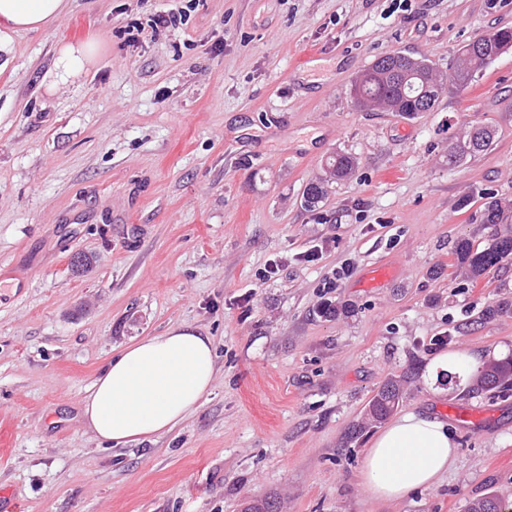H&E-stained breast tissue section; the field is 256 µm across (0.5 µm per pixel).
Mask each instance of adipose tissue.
Here are the masks:
<instances>
[{"label": "adipose tissue", "instance_id": "ef3b65f1", "mask_svg": "<svg viewBox=\"0 0 512 512\" xmlns=\"http://www.w3.org/2000/svg\"><path fill=\"white\" fill-rule=\"evenodd\" d=\"M66 8L67 0H0V53L11 52L13 34L41 30ZM99 51L94 41L62 46L54 85L80 75ZM215 372L211 338L187 324L170 327L112 357L83 401V419L94 438L115 446L171 432L197 410ZM456 454L445 421L409 412L374 438L360 478L373 498L400 500L438 483Z\"/></svg>", "mask_w": 512, "mask_h": 512}]
</instances>
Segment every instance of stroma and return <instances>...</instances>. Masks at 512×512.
Listing matches in <instances>:
<instances>
[{
    "mask_svg": "<svg viewBox=\"0 0 512 512\" xmlns=\"http://www.w3.org/2000/svg\"><path fill=\"white\" fill-rule=\"evenodd\" d=\"M178 15L157 25L158 15ZM512 0H68L15 36L0 71V490L18 512H467L512 502V390L474 391L445 352L512 355V261L478 281L484 191L512 200V50L414 119L356 107L353 80L399 51L447 71ZM100 57L59 90L60 47ZM492 145L456 166L459 127ZM358 161L344 180L326 159ZM324 181L316 209L303 190ZM92 260L75 272L76 255ZM350 263L349 276L333 281ZM345 306L323 315L327 303ZM210 336L212 389L173 431L118 448L83 425L99 370L131 339ZM411 374L400 411L446 419L439 484L396 502L360 480L369 401ZM471 413L451 419L448 410Z\"/></svg>",
    "mask_w": 512,
    "mask_h": 512,
    "instance_id": "obj_1",
    "label": "stroma"
}]
</instances>
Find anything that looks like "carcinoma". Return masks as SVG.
Listing matches in <instances>:
<instances>
[{
	"label": "carcinoma",
	"mask_w": 512,
	"mask_h": 512,
	"mask_svg": "<svg viewBox=\"0 0 512 512\" xmlns=\"http://www.w3.org/2000/svg\"><path fill=\"white\" fill-rule=\"evenodd\" d=\"M512 48V28H499L481 34L462 47L447 74L438 73L423 58H414L401 52L378 57L355 79L352 91L360 97L363 106L381 104L390 112L414 118L421 112L434 109L443 87L450 90L466 89L486 66ZM494 132L479 123L464 128L456 143L448 149V164L454 165L467 156H474L493 143ZM326 167L336 180L351 175L356 158L338 153L329 158ZM326 194L324 184L312 182L303 191L304 203L309 209L319 206ZM484 200L482 220L485 224H501L512 201L497 197L492 192L482 193ZM456 266L463 275L475 281L502 260L512 259V233L498 235L483 250L473 249L466 239L454 248ZM409 376L387 381L368 404L363 425L383 421L399 404L404 384ZM475 385L485 391L512 388V355L484 364L475 375ZM468 512H508V507L494 495L488 494L471 502Z\"/></svg>",
	"instance_id": "cac0c4a2"
}]
</instances>
